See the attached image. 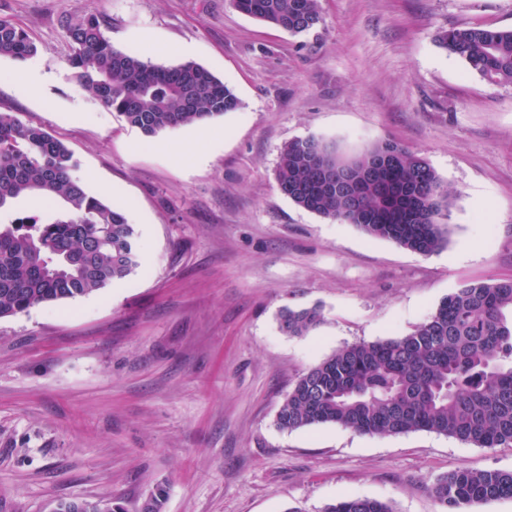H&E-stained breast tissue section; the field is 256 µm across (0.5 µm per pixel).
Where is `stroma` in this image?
<instances>
[{
	"mask_svg": "<svg viewBox=\"0 0 512 512\" xmlns=\"http://www.w3.org/2000/svg\"><path fill=\"white\" fill-rule=\"evenodd\" d=\"M294 37L229 0H0L38 52L0 57V113L42 126L87 191L124 210L139 266L75 299L0 318V512L58 500L141 512H324L350 497L444 512L433 481L512 470V446L426 431L275 425L296 379L359 341L403 336L467 282L512 278V85L440 49L439 30L512 29V0H321ZM116 47L193 61L240 98L224 117L144 136L81 90L65 20ZM347 157L381 141L424 157L453 196L424 256L306 211L277 188L282 147ZM319 308L302 336L284 309Z\"/></svg>",
	"mask_w": 512,
	"mask_h": 512,
	"instance_id": "35a3bbf8",
	"label": "stroma"
}]
</instances>
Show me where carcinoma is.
Here are the masks:
<instances>
[{
    "instance_id": "carcinoma-1",
    "label": "carcinoma",
    "mask_w": 512,
    "mask_h": 512,
    "mask_svg": "<svg viewBox=\"0 0 512 512\" xmlns=\"http://www.w3.org/2000/svg\"><path fill=\"white\" fill-rule=\"evenodd\" d=\"M238 12L306 34L322 23L321 0H230ZM96 13L66 21L69 65L78 86L146 136L235 112L241 101L204 66L157 65L114 47ZM436 42L496 85L512 84V30H440ZM38 48L28 30L0 19V56L24 62ZM392 155L373 179L366 169ZM73 153L39 125L0 113V208L28 195L61 204L48 222L0 224V318L91 294L139 265L135 230L124 213L90 194L73 176ZM342 168L361 197L323 190L322 168ZM279 190L297 206L354 224L422 255L446 242L442 219L451 191L422 157L385 141L343 159L314 136L284 145ZM322 320L317 308L286 310L280 329L302 336ZM335 424L363 434L429 431L481 448L512 446V280L472 282L448 295L427 321L404 336L338 349L295 381L276 416L281 431ZM431 492L448 512L512 497V471L460 469ZM164 485L142 507L163 512ZM101 501L57 503L54 512H107ZM324 512H394L390 504L350 498Z\"/></svg>"
}]
</instances>
